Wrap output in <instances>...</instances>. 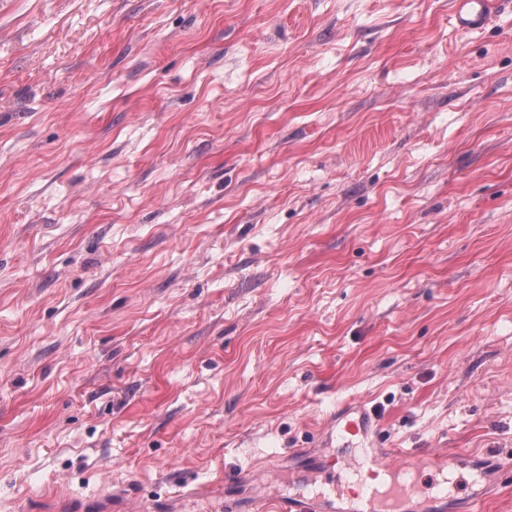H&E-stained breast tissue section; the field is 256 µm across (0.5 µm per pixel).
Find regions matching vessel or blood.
I'll return each instance as SVG.
<instances>
[{
    "label": "vessel or blood",
    "mask_w": 512,
    "mask_h": 512,
    "mask_svg": "<svg viewBox=\"0 0 512 512\" xmlns=\"http://www.w3.org/2000/svg\"><path fill=\"white\" fill-rule=\"evenodd\" d=\"M505 0H456L457 24L464 30L484 28ZM371 411H361L358 420L347 422L344 431L356 436L359 452L345 456L335 471L323 472L328 493L314 497H291L266 503L258 499L241 502L225 497L224 512H416L415 500L421 474H428L427 512H470V501L449 492L447 480L461 468L456 453L434 455L408 452L403 467L390 465V449L381 447Z\"/></svg>",
    "instance_id": "1"
}]
</instances>
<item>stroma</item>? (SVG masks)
Segmentation results:
<instances>
[{
    "label": "stroma",
    "instance_id": "stroma-1",
    "mask_svg": "<svg viewBox=\"0 0 512 512\" xmlns=\"http://www.w3.org/2000/svg\"><path fill=\"white\" fill-rule=\"evenodd\" d=\"M453 9L0 0V512L313 495L355 404L512 449V11ZM509 0H457L455 15L462 30L483 29L496 7L503 6Z\"/></svg>",
    "mask_w": 512,
    "mask_h": 512
}]
</instances>
